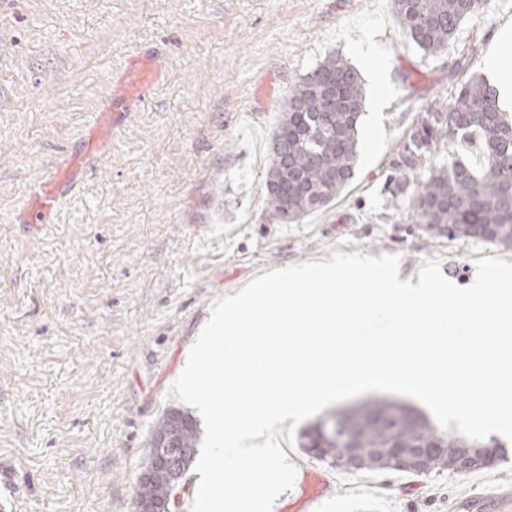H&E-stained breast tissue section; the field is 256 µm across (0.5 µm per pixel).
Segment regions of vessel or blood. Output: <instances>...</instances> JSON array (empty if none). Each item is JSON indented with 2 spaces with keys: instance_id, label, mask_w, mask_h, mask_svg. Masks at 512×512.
Masks as SVG:
<instances>
[{
  "instance_id": "vessel-or-blood-1",
  "label": "vessel or blood",
  "mask_w": 512,
  "mask_h": 512,
  "mask_svg": "<svg viewBox=\"0 0 512 512\" xmlns=\"http://www.w3.org/2000/svg\"><path fill=\"white\" fill-rule=\"evenodd\" d=\"M156 81L154 67L139 57L129 58L112 98L87 130L81 146L66 151L48 176L31 185L29 202L21 213L22 223H44L58 209L84 170L105 150L116 123V111L127 112L144 104Z\"/></svg>"
}]
</instances>
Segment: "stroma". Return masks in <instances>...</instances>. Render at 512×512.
<instances>
[{"mask_svg":"<svg viewBox=\"0 0 512 512\" xmlns=\"http://www.w3.org/2000/svg\"><path fill=\"white\" fill-rule=\"evenodd\" d=\"M512 0L465 20L447 53L403 36L392 0H0V478L15 512H134L156 421L214 300L256 276L332 252L399 256L401 277L439 259L458 286L512 248L448 238L411 221L392 176L399 144L435 99L485 74ZM159 52L157 89L120 118L109 156L43 224L19 214L41 177L112 91L135 52ZM374 48L389 88L363 113L355 177L297 224L272 220L268 146L288 89L329 53L358 71ZM484 156L445 141L416 168ZM466 475L334 478L316 512H512V442Z\"/></svg>","mask_w":512,"mask_h":512,"instance_id":"stroma-1","label":"stroma"}]
</instances>
